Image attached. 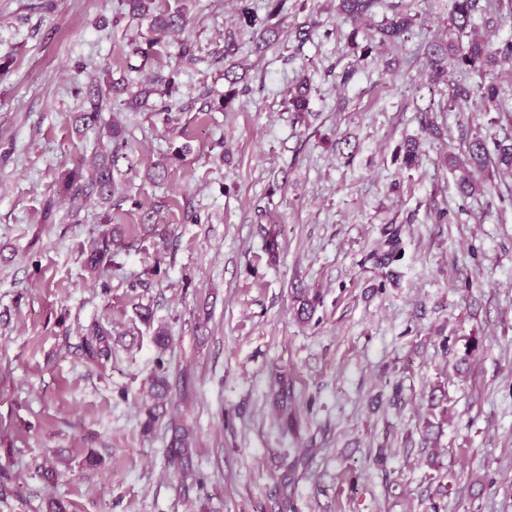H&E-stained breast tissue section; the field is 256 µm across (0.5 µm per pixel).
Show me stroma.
<instances>
[{"label": "stroma", "instance_id": "stroma-1", "mask_svg": "<svg viewBox=\"0 0 512 512\" xmlns=\"http://www.w3.org/2000/svg\"><path fill=\"white\" fill-rule=\"evenodd\" d=\"M293 2L263 56L241 36L248 90L221 112L199 95L225 91L213 54L233 28L231 0H158L187 8L185 37L202 60L176 69L173 39L133 73L176 76L175 121L125 113L137 164L112 221L133 245L94 275L84 257L103 230L97 210L73 224L64 205L47 224L43 204L93 147L73 123L80 88L105 68L122 76L127 43L147 26L123 16L121 0H0V469L12 488L0 512H45L52 497L69 512H199L164 459L165 424L142 430L147 379L161 368L170 415L195 433L210 512H275L279 477L301 454L298 512H431L437 500L445 512H512V178L466 199L442 158L463 136L512 128L478 101L421 126L424 52L446 34L449 0H405L412 35L364 61L330 0ZM310 22L317 33L298 43ZM305 77L301 123L283 93ZM409 139L419 159L406 168ZM186 141L192 154L163 186L146 180ZM155 205L163 239L141 228ZM394 227L402 253L382 269L369 253ZM297 287L320 297L311 324L293 316ZM142 305L153 324L138 318ZM94 323L113 332L110 358L84 352ZM474 341L478 355L458 370ZM279 372L294 388L292 428L270 408ZM92 455L100 468L87 467ZM48 459L61 474L53 485L39 472Z\"/></svg>", "mask_w": 512, "mask_h": 512}]
</instances>
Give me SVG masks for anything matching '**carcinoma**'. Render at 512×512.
<instances>
[{"label":"carcinoma","instance_id":"cac0c4a2","mask_svg":"<svg viewBox=\"0 0 512 512\" xmlns=\"http://www.w3.org/2000/svg\"><path fill=\"white\" fill-rule=\"evenodd\" d=\"M128 14L139 21L148 22L150 36L145 40L130 41L129 57L126 58V69L130 72L141 70V66L131 63L137 57L147 63L156 47L163 44L166 37L181 32L186 26L187 13L179 9L171 13L158 11L156 0H123ZM379 0H338L339 14L350 22L351 44H356L362 31L363 22L371 17ZM391 16L386 18L379 28L380 43H396L405 40L416 24L415 18L403 7V0H392L388 4ZM481 11L479 0H454V8L448 17V29L445 42H436L428 46L425 52L424 67L429 76V91L439 93L446 99L448 109L460 108L476 99L487 103H498V116L491 122L502 120L512 127V109L501 106L505 99H512V93L501 84L498 77L484 79L476 85L463 83L448 78L450 69L468 70L486 73L494 65L512 66V38L490 41L473 34L476 28L475 18ZM288 16V0H268L267 11L260 15L252 7V0H236L235 27L239 34L253 35L254 53L263 54L271 44L267 36H280L281 27ZM467 41H462V38ZM243 81L232 68L224 69V83L227 90L224 97L218 100V107L226 109L240 94L237 85ZM84 109L76 116L81 132L90 130L96 133L95 144L90 155L81 158L72 167L64 170L58 177L53 193L43 206V221L51 224L56 210L68 201L77 204L71 209L72 221H78L81 208L91 205L102 210V220L112 225V231L102 234L90 246L87 263L91 269L99 268L110 256L118 255L125 247V232L121 225L112 223V200L123 190L118 175L121 174L120 161L133 166V158L129 155L130 136L126 126L119 117L104 119L103 113L112 111V99L126 95L124 104L130 112H138L149 105L150 97L158 96L160 104L154 106V116L160 118L162 125L172 122V107L169 101L178 93V85L173 77L154 78L147 84L130 86L126 77L113 78L112 72L106 71L84 88ZM312 87L309 80L303 78L288 89V109L293 112L296 121H302L309 115V103ZM193 152V146L185 142L163 154L148 170V178L156 185L165 183L168 169L175 163L186 160ZM448 167L459 172L458 186L460 193L469 198L489 192L492 189L491 177L494 173L512 174V135L492 142L475 136L458 154L448 153L445 156ZM400 239L398 231L376 244L370 253L377 265L386 266L398 258ZM296 319L302 324L312 321L318 296L310 295L306 288L296 289L294 296ZM110 332L95 326L90 329L84 339L86 355L91 359L108 358L112 349L109 344ZM150 403L145 407L143 431H150L154 424L166 413V405L170 397V383L163 371H157L150 379ZM291 401V383L281 376L277 380V389L273 394L272 407L283 419H288ZM169 440L164 455L167 462L177 468L181 474L184 490H190L185 483L192 473L195 452L194 437L190 428L176 421L169 423ZM305 457L293 459L285 467L281 476V492L276 506L279 512H297L294 498L296 475L299 468L305 466Z\"/></svg>","mask_w":512,"mask_h":512}]
</instances>
